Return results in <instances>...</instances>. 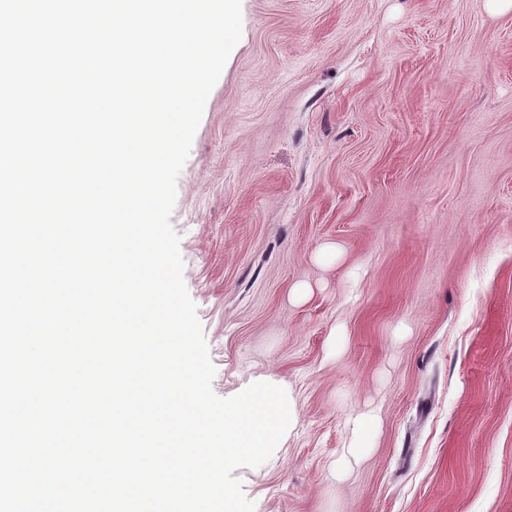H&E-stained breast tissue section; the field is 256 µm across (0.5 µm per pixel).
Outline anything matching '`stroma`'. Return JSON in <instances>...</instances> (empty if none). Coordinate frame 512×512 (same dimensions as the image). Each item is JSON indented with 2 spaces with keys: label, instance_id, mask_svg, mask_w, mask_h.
<instances>
[{
  "label": "stroma",
  "instance_id": "obj_1",
  "mask_svg": "<svg viewBox=\"0 0 512 512\" xmlns=\"http://www.w3.org/2000/svg\"><path fill=\"white\" fill-rule=\"evenodd\" d=\"M242 22L170 221L215 395L263 379L297 412L234 472L254 512H512V9L242 0ZM377 424V416L373 412H365L358 415L351 423V437L348 447V456H345L336 464L333 475L340 479L349 466L352 459L361 457L367 447V435Z\"/></svg>",
  "mask_w": 512,
  "mask_h": 512
}]
</instances>
